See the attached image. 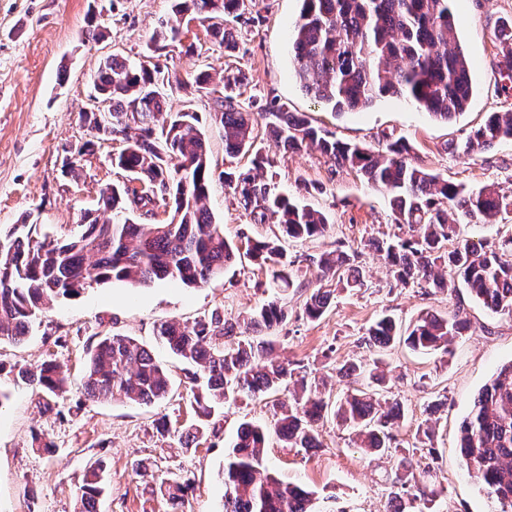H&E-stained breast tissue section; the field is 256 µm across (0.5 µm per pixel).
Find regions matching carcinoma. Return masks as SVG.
Instances as JSON below:
<instances>
[{
    "instance_id": "cac0c4a2",
    "label": "carcinoma",
    "mask_w": 512,
    "mask_h": 512,
    "mask_svg": "<svg viewBox=\"0 0 512 512\" xmlns=\"http://www.w3.org/2000/svg\"><path fill=\"white\" fill-rule=\"evenodd\" d=\"M453 0H302L291 33L294 72L302 90L334 112L363 110L384 96L401 98L438 120L450 122L463 114L472 97V65L457 41ZM253 0H173L172 16L160 22L153 42L181 40L183 17L208 23L210 35L227 52L238 49L232 23ZM499 48L496 67L512 78V25L495 32ZM159 71L135 66L123 57L106 58L96 86L109 103V129L97 115L88 119L106 137L135 124L139 133L127 138L114 162L130 173L121 185L102 192L104 210L112 219L100 221L91 213L79 230L58 239L35 224H15L0 235V342H23L38 316L61 298L112 280H133L147 286L157 280H178L199 286L224 272L239 248L224 237L206 207L211 182L206 141L195 112L167 111L164 81ZM224 147L233 155L253 146L257 120L286 151L314 147L338 169L349 168L391 198L395 223L408 228L371 240L368 246L383 256L393 278L405 287L442 291L446 275L461 277L473 296L492 312L512 317V235L495 247L466 243L447 249L461 220L492 224L512 211V199L495 189L473 190L450 183L422 168L402 140L385 150L343 142L303 117L281 108L242 112L234 95L241 84L229 72L221 78ZM512 139V112H492L483 125L449 149L464 155L480 153L501 139ZM270 164L257 153L251 167L226 171L224 183L251 212L275 220L290 238L323 234L327 217L300 206L260 178ZM172 205L173 217L158 224H136L125 213L134 209L154 216L157 204ZM247 256L265 269L277 288H290L294 262L280 240L248 242ZM357 253L336 249L319 256L320 271L345 288L365 286L355 265ZM329 292L317 289L305 302L304 313L320 318ZM280 298L263 302L239 323L214 312L188 327L173 320L161 324L158 338L176 359L188 366L186 375L196 388V413L207 418L214 408L237 399H266L282 385L295 381L292 398L279 403L275 434L291 448L308 449L318 441L315 427L333 414L362 436V447L377 452L390 447L392 430L403 417L397 401H381L367 388H357L337 403L317 387L297 377L295 369L270 358L272 343L264 336L285 321ZM469 329L467 319L429 312L418 317L404 338L417 352H450L454 340ZM399 338V328L383 316L368 330L366 342L379 350ZM14 382L38 383L48 394L64 390L67 377L53 360L37 372L20 368ZM169 369L130 336L112 335L100 341L87 362L84 390L87 400H116L148 405L169 392ZM266 431L245 422L224 456V512H311L312 493L283 483L264 465ZM460 452L468 472L482 485L494 512H512V362L499 368L479 393L460 427ZM401 488L418 485L429 467L413 470L409 457L399 460ZM105 489L103 464H91L76 487L78 512H96ZM188 484L162 477L160 495L171 505L183 501ZM436 493L419 489L403 498L391 497L394 512H433ZM423 508L416 509L415 502Z\"/></svg>"
}]
</instances>
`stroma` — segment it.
<instances>
[{
	"instance_id": "stroma-1",
	"label": "stroma",
	"mask_w": 512,
	"mask_h": 512,
	"mask_svg": "<svg viewBox=\"0 0 512 512\" xmlns=\"http://www.w3.org/2000/svg\"><path fill=\"white\" fill-rule=\"evenodd\" d=\"M171 6L172 0H0L1 232L25 220L62 237L85 212L98 209L102 188L124 180V172L112 164L125 146L124 133L102 140L84 120L85 113L107 107L94 79L111 54L136 63L151 61L164 79L169 109L198 114L214 174L206 205L225 237L237 245L278 236L281 228L245 210L238 194L220 179L222 171L250 167L251 157L225 153L224 129L213 117V94L188 87L201 69L213 74L215 91L223 88L224 71L241 72L237 100L243 111L258 112L273 103L305 115L336 139L374 151L400 139L430 173L472 189L492 186L512 195V140L471 155L449 148L483 124L487 113L512 111V91H503L493 65L494 32L498 24L512 23V0H455L456 35L472 64L474 93L467 110L451 123L395 97L342 114L315 103L301 88L289 49L301 0H255L251 13L235 25L239 48L232 54L196 19L184 21L181 41L149 51L152 33L170 17ZM254 135L271 161L261 177L329 220L324 235L286 244L296 285L279 294L288 318L272 334L275 357L291 363L309 383L325 386L334 398L354 387L343 365L379 362L386 375L382 398L400 402L404 410L394 429L397 447L364 454L355 430L330 415L317 426L319 447L309 451L270 437L269 471L284 483L313 491L315 512H325L333 500L347 512H388L398 460L416 445L417 428L425 423L434 430L428 483L437 493V512H488L480 484L465 467L458 435L479 390L512 361V317L484 308L460 281L430 294L397 285L388 265L368 246L369 240L397 231L387 194L360 174L331 166L314 149L283 151L264 126H256ZM88 141L94 144L92 152L77 155ZM67 163L73 164L72 173H64ZM339 247L357 252L367 287L341 290L320 281L313 257ZM318 288L331 291L332 297L326 313L312 320L304 303ZM273 295L265 271L244 255L201 286L169 280L146 287L126 281L93 286L46 309L24 343L0 342V512H75L83 470L97 460L106 472L98 512H171L155 491L169 471L190 485L179 512H221L220 473L239 425L250 420L272 427L275 410L272 403L251 400L197 417L192 384L182 364L172 361L158 342L156 328L170 320L191 326L215 311L234 319ZM424 311L460 314L470 330L447 354H421L402 343L377 351L365 344L368 328L382 314L406 326ZM112 334L135 338L169 365L164 400L139 406L85 398L88 353ZM50 359L67 372L65 392L48 395L37 386L14 383L13 369H32ZM161 417L180 431L202 427V444L188 450L176 437L160 436L155 422ZM37 434L53 443V453L37 450ZM139 461L148 469L137 476L133 466Z\"/></svg>"
}]
</instances>
